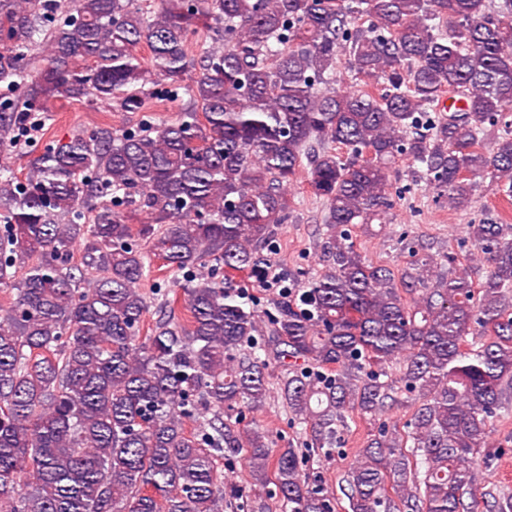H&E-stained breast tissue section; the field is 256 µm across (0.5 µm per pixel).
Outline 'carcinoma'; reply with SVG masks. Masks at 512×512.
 <instances>
[{
	"instance_id": "obj_1",
	"label": "carcinoma",
	"mask_w": 512,
	"mask_h": 512,
	"mask_svg": "<svg viewBox=\"0 0 512 512\" xmlns=\"http://www.w3.org/2000/svg\"><path fill=\"white\" fill-rule=\"evenodd\" d=\"M0 37L20 92L0 153L55 101L188 96L0 172V512H235L219 464L239 453L255 512L264 494L334 512L310 456L244 424L269 359L326 456L415 394L406 438L380 423L344 476L348 512H512L480 482L512 416V224L467 226L472 269L414 254L399 277L350 234L414 189L391 181L400 161L453 209L486 179L512 203V0H0ZM448 91L464 104L442 114ZM305 165L327 265L285 284L261 336L234 277L267 278ZM158 263L179 293L144 336Z\"/></svg>"
}]
</instances>
